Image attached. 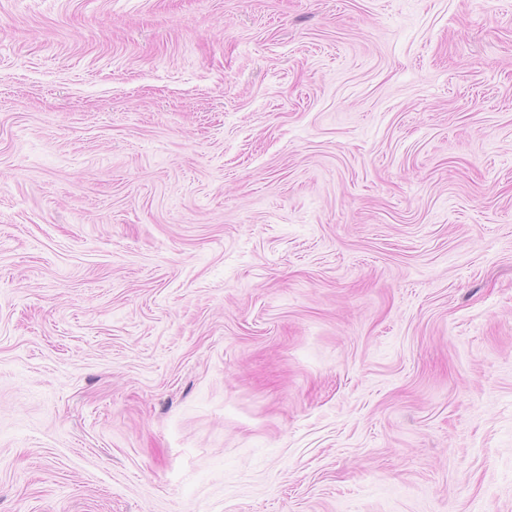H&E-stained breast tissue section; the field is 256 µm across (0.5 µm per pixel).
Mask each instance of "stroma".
<instances>
[{
    "label": "stroma",
    "mask_w": 512,
    "mask_h": 512,
    "mask_svg": "<svg viewBox=\"0 0 512 512\" xmlns=\"http://www.w3.org/2000/svg\"><path fill=\"white\" fill-rule=\"evenodd\" d=\"M0 512H512V0H0Z\"/></svg>",
    "instance_id": "1"
}]
</instances>
